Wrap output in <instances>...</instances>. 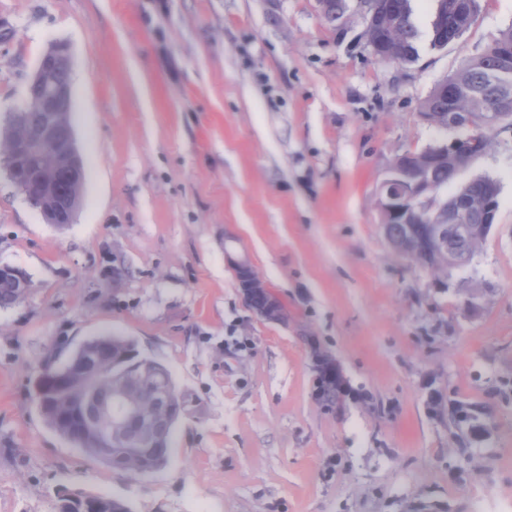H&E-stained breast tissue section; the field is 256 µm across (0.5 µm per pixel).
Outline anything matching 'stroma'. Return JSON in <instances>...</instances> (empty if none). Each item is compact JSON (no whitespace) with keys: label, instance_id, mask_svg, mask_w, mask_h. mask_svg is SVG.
<instances>
[{"label":"stroma","instance_id":"35a3bbf8","mask_svg":"<svg viewBox=\"0 0 512 512\" xmlns=\"http://www.w3.org/2000/svg\"><path fill=\"white\" fill-rule=\"evenodd\" d=\"M414 8L403 67L317 0H0V130L66 44L85 170L61 231L0 161V265L30 279L0 309V512H55L64 485L131 512H512V124L459 175L500 186L467 267L397 252L379 206L399 156L456 138L419 104L512 0L439 50ZM105 332L198 402L163 470L109 469L38 410L41 362ZM324 360L348 392L318 396Z\"/></svg>","mask_w":512,"mask_h":512}]
</instances>
